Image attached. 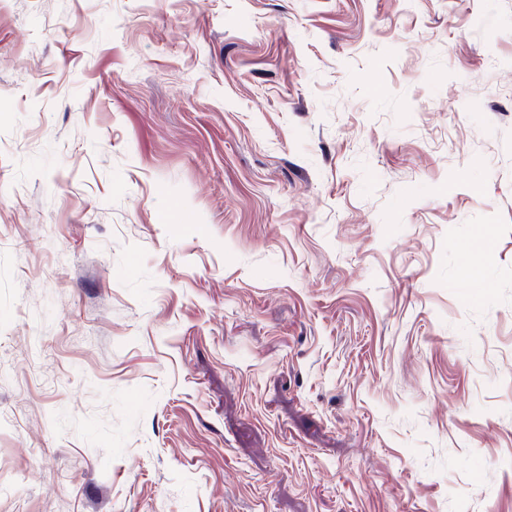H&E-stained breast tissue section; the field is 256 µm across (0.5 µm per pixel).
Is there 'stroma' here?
I'll return each mask as SVG.
<instances>
[{"instance_id": "1", "label": "stroma", "mask_w": 512, "mask_h": 512, "mask_svg": "<svg viewBox=\"0 0 512 512\" xmlns=\"http://www.w3.org/2000/svg\"><path fill=\"white\" fill-rule=\"evenodd\" d=\"M0 512H512V0H0Z\"/></svg>"}]
</instances>
